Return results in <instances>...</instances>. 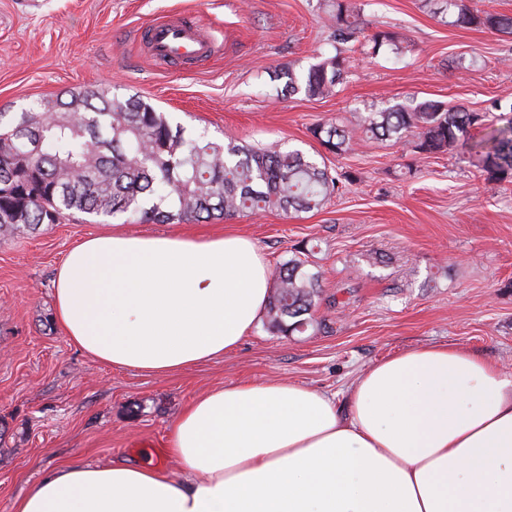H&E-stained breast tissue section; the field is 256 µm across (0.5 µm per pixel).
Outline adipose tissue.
I'll list each match as a JSON object with an SVG mask.
<instances>
[{
  "label": "adipose tissue",
  "instance_id": "1",
  "mask_svg": "<svg viewBox=\"0 0 512 512\" xmlns=\"http://www.w3.org/2000/svg\"><path fill=\"white\" fill-rule=\"evenodd\" d=\"M250 238L87 237L56 269L66 341L163 376L224 356L263 315ZM173 476L144 462L60 467L15 512H512V372L446 344L376 362L345 402L269 379L212 389L173 421Z\"/></svg>",
  "mask_w": 512,
  "mask_h": 512
}]
</instances>
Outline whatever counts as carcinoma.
Here are the masks:
<instances>
[{"mask_svg":"<svg viewBox=\"0 0 512 512\" xmlns=\"http://www.w3.org/2000/svg\"><path fill=\"white\" fill-rule=\"evenodd\" d=\"M330 45L288 91L326 98L345 73L343 46L361 32L363 8L351 0L330 4ZM448 23L512 36V15L482 11L472 0H445ZM373 49L399 50L393 33L370 35ZM484 115L463 105L447 108L414 98L361 116L360 129L375 139L409 137L421 154L461 150L479 156L487 179L512 174V119L474 141L470 129ZM312 135L329 152L352 149L356 130L319 122ZM339 178L298 150L255 149L184 134L164 113L133 96L107 90L66 91L24 112H0V237L11 238L79 213L142 222L183 224L230 219L244 212L285 214L319 210ZM319 276L293 256L279 268L269 295V327L283 334L312 326Z\"/></svg>","mask_w":512,"mask_h":512,"instance_id":"1","label":"carcinoma"}]
</instances>
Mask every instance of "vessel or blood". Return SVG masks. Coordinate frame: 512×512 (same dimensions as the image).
Listing matches in <instances>:
<instances>
[{
  "label": "vessel or blood",
  "instance_id": "obj_1",
  "mask_svg": "<svg viewBox=\"0 0 512 512\" xmlns=\"http://www.w3.org/2000/svg\"><path fill=\"white\" fill-rule=\"evenodd\" d=\"M147 35L154 57L164 62L188 63L215 52L209 35L186 17H164L148 28Z\"/></svg>",
  "mask_w": 512,
  "mask_h": 512
}]
</instances>
